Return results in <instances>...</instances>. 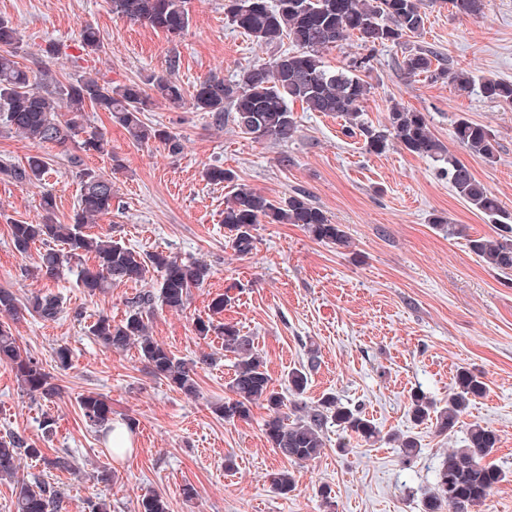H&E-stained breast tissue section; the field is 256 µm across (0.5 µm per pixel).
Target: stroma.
Here are the masks:
<instances>
[{"label": "stroma", "instance_id": "obj_1", "mask_svg": "<svg viewBox=\"0 0 512 512\" xmlns=\"http://www.w3.org/2000/svg\"><path fill=\"white\" fill-rule=\"evenodd\" d=\"M423 8L421 34L376 48L351 37L326 51L324 60L335 69L369 59L364 120L383 122L395 103L425 113L433 133L512 211V110L478 91L460 92L447 80L401 68L409 53L429 50L451 69L512 81V0H484L482 13L472 17L456 14L449 0H425ZM189 10L187 31L172 42L114 14L108 0H0V16L22 35L20 64L36 74L50 70L62 82L91 73L122 85L168 74L190 90L210 75L238 78L251 64L291 47L285 39L260 44L234 29L224 0H190ZM87 25L100 36L99 53L80 50L79 32ZM51 45L57 52L49 57ZM174 56L179 67L173 71ZM292 110L297 136L276 144L244 138L232 122L217 124L187 102L155 106L145 120L180 137L177 155L157 140L134 142L109 113L91 108L83 126L103 134L100 152L83 151L76 140L38 145L0 127V165L20 166L36 153L49 159L36 186L0 175V288L23 305L46 291L63 302L55 320L26 313L11 323L21 349L42 362L62 396L52 403L31 398L10 365L0 363V437L18 434L75 455L79 473L55 471L48 478L63 498L62 512H91L100 500L112 512H139L151 494L164 496L170 512H423L439 463L448 450L464 447L465 426L475 421L497 431L492 459L512 472V280L470 252L466 238L444 235L432 219L467 225L469 236L493 234V225L455 193L440 163L395 146L367 153L359 139L342 134L341 118L298 102ZM460 115L495 133V164L466 157L453 140ZM214 165L232 170L235 184L275 200L305 191L331 223L344 225L349 247L317 242L296 224L262 223L251 253L238 255L222 224L233 184L207 181L204 171ZM83 168L110 177L116 190L111 213L87 225V233L212 266L184 310L157 306L150 319L154 339L195 364L196 396L153 376L136 349L112 351L87 333L99 315L122 320L129 299L151 289V282L90 296L78 278L92 266V255L65 263L46 281L32 275L33 258L14 247L11 224L40 222L43 192L56 199L55 221L71 223ZM219 294L228 299L220 322L252 338L277 389H286L289 371L305 362L308 348L318 349L320 365L304 402L333 393L344 405L362 406L382 441L370 445L331 427L323 454L297 464L268 444L266 407L253 406L248 419L224 421L216 407L230 394L234 358L225 355L218 336L203 339L194 331L195 319L208 315ZM61 345L71 351L65 368L55 358ZM206 354L215 363L202 364ZM461 369L481 374L487 384L462 426L441 435L433 424L415 425L407 414L411 393L420 390L445 404ZM91 392L106 396L113 419L131 426L133 449L125 459L114 458L111 443L82 417L79 400ZM47 414L56 424L46 439L41 422ZM394 433L419 439L421 452L412 462H404L390 439ZM229 457L237 464L231 472L224 468ZM101 466L111 468L110 480H98ZM284 470L296 480L285 496L272 486ZM187 485L196 490L190 500L182 495Z\"/></svg>", "mask_w": 512, "mask_h": 512}]
</instances>
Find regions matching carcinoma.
<instances>
[{"label": "carcinoma", "mask_w": 512, "mask_h": 512, "mask_svg": "<svg viewBox=\"0 0 512 512\" xmlns=\"http://www.w3.org/2000/svg\"><path fill=\"white\" fill-rule=\"evenodd\" d=\"M112 12L129 21L148 25L171 38L181 37L188 28V0H110ZM456 13L480 14L484 0H450ZM226 18L240 32L269 44L288 38L292 50L269 61H258L244 69L239 79L226 81L218 76L201 80L191 94L192 107L209 112L215 121L229 120L238 133L255 141L284 143L297 133V120L289 107L299 102L311 112L336 114L345 120V134L360 136L363 148L372 154L384 153L394 144L401 150L422 158L448 163V182L457 195L495 225V236L466 235V228L436 216L433 223L450 238L467 236L469 250L491 269L504 275L512 273V212L473 174L470 166L448 152L435 136L427 116L398 104L386 113L384 123L374 126L362 119L363 103L371 84L362 78L367 62H354L335 70L327 68L323 53L356 36L371 46L397 43L403 37L419 34L425 26L422 0H228ZM20 35L13 22L0 17V124L10 132L37 144L65 145L82 132L85 108L108 112L137 143L159 140L171 154L182 152L181 139L143 120V113L158 102L178 105L185 91L181 84L160 76L151 86L137 82L113 86L91 74H82L63 83L41 73L37 79L16 60ZM81 47L89 53L101 51L97 31L83 29ZM437 57L417 51L404 58L402 68L408 75L430 74L446 78L460 91H468L475 80L466 70L451 71L434 65ZM481 95L494 103L512 109V82L486 78L479 83ZM453 137L472 157L487 163L497 159L498 142L486 126L464 116L453 122ZM47 162L41 155L28 157L22 167L0 166V174L24 185L43 180ZM205 178L215 184L232 182L234 173L220 166L205 170ZM81 194L74 221H54L55 198L42 197L43 219L36 224L10 225L15 249L22 255L40 244L36 271L45 279H53L68 259L92 253L96 265L81 272L80 286L90 296L124 285L143 282L151 272L160 273L156 287L144 291L128 302L125 317L117 324L105 316L87 326L89 335L107 348L124 351L135 347L151 373L186 395L196 392L195 365L175 356L171 350L150 335L149 322L154 305L173 310L183 309L194 288L202 287L210 278L211 265L203 260L184 261L161 252H138L107 235L93 237L84 231L89 224L112 212L116 190L112 179L90 169L79 171ZM299 224L314 240L339 247L350 244L341 224H333L304 192L274 201L246 187L237 188L224 205L222 223L231 247L240 255L253 249V230L257 224ZM30 310L43 320H53L60 313L57 296L42 293L32 298ZM0 315L15 319L17 299L13 292L0 289ZM224 352L234 355V372L230 381L231 396L224 399L218 411L224 420L246 419L251 407L262 404L271 412L264 424V434L271 447L282 456L305 463L318 458L326 448L328 425L364 441L375 440L379 430L359 408L343 405L334 394H327L316 405L308 407L299 398L305 393L309 375L318 363L317 351L309 349L307 363L288 372V401L273 386L262 355L253 340L241 334L233 324L221 329ZM0 361L16 372L24 389L33 397L51 402L62 395V387L53 382L39 362L23 353L17 345L10 324L0 321ZM483 377L467 369L457 372L448 405L437 408L419 390L410 397L408 413L419 425L435 420L438 433L455 431L460 418L471 403L484 395ZM85 421L93 428L112 431V405L100 394L90 393L79 401ZM403 455L417 457L419 439L412 435L397 436ZM499 442L495 429L480 423L469 424L466 447L452 449L435 473L434 491L423 503L424 512H443L450 506L460 512L459 503L483 502L509 472L484 462ZM43 465L46 472H70L77 469L76 459L67 450L47 454L20 436L0 439V479L16 480V512H61L63 501L39 475L33 481L17 478L21 457ZM275 491L286 495L296 487L289 472L273 480Z\"/></svg>", "instance_id": "carcinoma-1"}]
</instances>
